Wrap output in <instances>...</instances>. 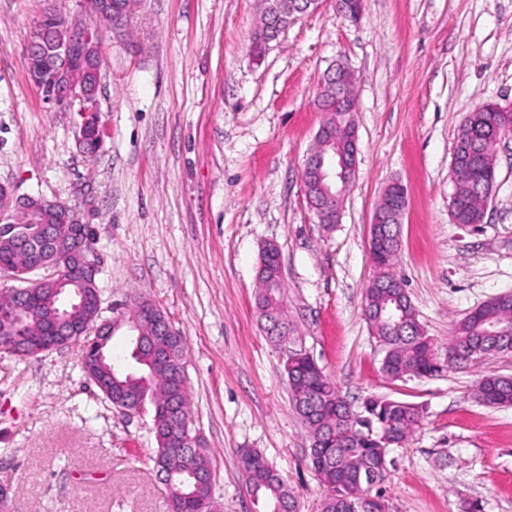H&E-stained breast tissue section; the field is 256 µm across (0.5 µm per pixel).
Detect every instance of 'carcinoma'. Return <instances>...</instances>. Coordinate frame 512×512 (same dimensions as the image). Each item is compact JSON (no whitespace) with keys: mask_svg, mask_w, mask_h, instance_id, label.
Returning <instances> with one entry per match:
<instances>
[{"mask_svg":"<svg viewBox=\"0 0 512 512\" xmlns=\"http://www.w3.org/2000/svg\"><path fill=\"white\" fill-rule=\"evenodd\" d=\"M271 11L252 39V51L260 58L272 38L267 35ZM512 124L497 104L485 105L464 120L457 137L452 169L453 193L450 217L462 225L482 224L485 219L483 192L492 191L496 176L494 156L499 145L488 131L495 126ZM326 137L335 144L346 142L350 131L349 116L337 113L328 119ZM280 255L274 243L262 247L258 273L260 288L255 307L264 320L267 339L284 344L280 330H288L283 278L275 275L276 258ZM398 248L386 243L373 256L374 276L366 290L365 315L377 333L384 355L381 370L393 381L405 377H429L442 368H458L471 361L512 353V338L506 340L492 334L489 326L512 328V298L501 295L460 319L453 328L445 352L424 333L413 305L396 273ZM28 262L22 247L8 235H0V264L24 265ZM38 295L25 302L26 323L13 328L0 321V351L23 360L38 355L23 350L25 336H47L51 330L49 310L56 303L57 292L46 282L37 288ZM93 291L77 314L81 325L92 324L99 317V298ZM150 346H131L124 364L105 363L100 372L110 377L108 387L99 390L111 408H133L143 395L152 406L159 407L153 420L157 444L155 467L167 485L171 512H197L206 503L217 512L212 484V459L209 449L197 451L185 444L178 421L191 422L187 386L177 385L173 367L184 369L183 336H156L154 329L144 327ZM283 372L287 376L294 410L307 429L310 467L323 488L321 512H365L361 505L362 490L381 483L386 474L390 448L405 442L420 424L423 409L411 402L370 396L359 406L341 394L312 356L302 351L286 358ZM476 398L493 407L512 405V377L485 375L477 383ZM237 465L244 476L246 489L254 503H263L264 512H297L295 497L281 477L255 448L238 450Z\"/></svg>","mask_w":512,"mask_h":512,"instance_id":"carcinoma-1","label":"carcinoma"}]
</instances>
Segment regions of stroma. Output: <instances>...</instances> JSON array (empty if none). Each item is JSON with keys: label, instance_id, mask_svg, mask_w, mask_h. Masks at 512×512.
<instances>
[{"label": "stroma", "instance_id": "35a3bbf8", "mask_svg": "<svg viewBox=\"0 0 512 512\" xmlns=\"http://www.w3.org/2000/svg\"><path fill=\"white\" fill-rule=\"evenodd\" d=\"M45 0H0V184L76 208L97 234L101 316L154 302L184 338L195 428L222 512H254L237 468L260 450L320 512L309 439L283 372L310 354L347 396L422 405L392 448L389 512H512V407L473 397L485 375L512 376V353L467 369L388 380L365 316L369 229L401 181L397 271L427 336L512 294V138L497 152L484 223H452L457 131L475 109L512 103V0H364L359 21L319 0L251 53L262 0H135L128 34L102 36L96 156L77 145L76 113L46 104L24 57ZM355 77L356 179L340 223H319L301 172L324 115L321 82ZM281 252L287 343L267 341L254 307L259 253ZM81 344L19 361L0 355V483L11 512H169L153 462L151 414L125 416L83 370Z\"/></svg>", "mask_w": 512, "mask_h": 512}]
</instances>
